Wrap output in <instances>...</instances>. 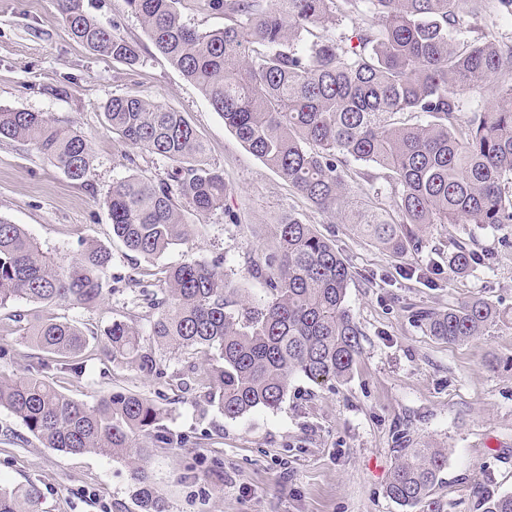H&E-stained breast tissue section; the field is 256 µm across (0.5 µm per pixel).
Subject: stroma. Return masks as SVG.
Wrapping results in <instances>:
<instances>
[{"label": "stroma", "instance_id": "35a3bbf8", "mask_svg": "<svg viewBox=\"0 0 512 512\" xmlns=\"http://www.w3.org/2000/svg\"><path fill=\"white\" fill-rule=\"evenodd\" d=\"M89 14L116 25L140 46L129 67L75 40L56 0H0V106L48 112L93 145L91 176L71 180L31 143L0 141V217L23 225L43 251L70 257L93 241L112 253L108 275H136L157 287L160 269L194 258L221 262L243 297L265 296L250 267L276 248L275 224L296 213L330 239L347 261V301L362 332V353L350 378L333 388L292 379L277 409L232 420L168 377L147 378L113 365L100 338L130 310L127 295H106L97 306L47 307L18 299L0 309V370L21 373L38 350L14 333L11 314L50 313L88 337L82 375L55 373L63 391L93 404L111 391L160 403L179 448H158L148 460L154 488L169 512H404L385 493L406 441L445 449L448 464L435 496L444 512H481L479 494L512 493V326L449 344L417 323L420 311L443 310L479 296L512 308V224L480 228L437 224L423 247L393 255L352 225L323 213L248 152L199 88L155 49L125 0H84ZM140 95L181 112L207 139L209 161L224 172V207L187 213L192 234L154 259L137 256L113 237L102 204L114 182L130 174L166 178L168 165L149 155L129 165L107 131L105 103ZM236 221H229V214ZM469 244L484 262L462 277L448 270L450 239ZM36 483L40 512H139L125 464L97 453L43 447L0 409V483Z\"/></svg>", "mask_w": 512, "mask_h": 512}]
</instances>
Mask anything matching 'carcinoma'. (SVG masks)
Masks as SVG:
<instances>
[{
    "mask_svg": "<svg viewBox=\"0 0 512 512\" xmlns=\"http://www.w3.org/2000/svg\"><path fill=\"white\" fill-rule=\"evenodd\" d=\"M71 35L134 66L139 46L91 16L84 0H57ZM182 0H125L156 50L194 82L239 141L308 203L355 225L395 255L419 250L435 224H512V36H488L482 22L512 16V0H204L224 27L199 30ZM490 98L466 105L467 94ZM106 126L135 164L146 153L172 167L170 181L131 174L104 199L112 234L155 259L192 233L185 211L224 208V174L206 160L201 134L181 112L137 95L104 105ZM0 139L29 142L70 179L91 174V142L52 115L0 106ZM388 172L392 208L352 189V164ZM277 249L251 261L267 298L238 295L218 263L189 258L162 271L161 288L127 278L136 312L112 320L103 351L116 366L163 377L158 351L210 355L176 372L229 419L275 409L302 376L317 386L347 379L361 332L346 303L352 274L335 245L289 214L275 225ZM448 268L464 275L480 261L451 242ZM109 250L87 245L69 260L43 252L20 224L0 218V308L17 299L90 308L103 300ZM508 314L482 297L421 315L446 343L467 342ZM25 342L52 355L0 376V409L44 447L127 462L140 512H169L145 468L150 448H170L165 410L146 397L111 392L89 406L62 392L50 372H81L87 346L76 325L13 314ZM387 497L419 512H442L434 497L447 465L442 448L401 449ZM33 484H0V512H40ZM482 512H512V494L487 495Z\"/></svg>",
    "mask_w": 512,
    "mask_h": 512,
    "instance_id": "cac0c4a2",
    "label": "carcinoma"
}]
</instances>
